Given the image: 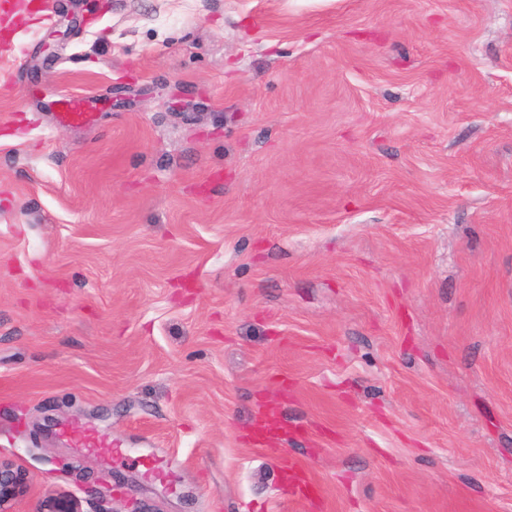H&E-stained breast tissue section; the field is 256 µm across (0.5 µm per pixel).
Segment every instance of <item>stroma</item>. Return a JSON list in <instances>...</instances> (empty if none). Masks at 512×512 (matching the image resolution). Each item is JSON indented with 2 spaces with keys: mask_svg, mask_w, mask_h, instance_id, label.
I'll return each instance as SVG.
<instances>
[{
  "mask_svg": "<svg viewBox=\"0 0 512 512\" xmlns=\"http://www.w3.org/2000/svg\"><path fill=\"white\" fill-rule=\"evenodd\" d=\"M64 2L49 59L59 15L0 14L20 512H110L104 470L146 512H298L291 456L326 512H512V0ZM59 109V118L73 126H85L93 119V112L82 110L71 105L65 98H59L56 101ZM288 470L286 474V488L288 495L293 502L301 507L312 503L313 498L318 494V486L309 477L306 466L301 460L288 459L285 464Z\"/></svg>",
  "mask_w": 512,
  "mask_h": 512,
  "instance_id": "35a3bbf8",
  "label": "stroma"
}]
</instances>
